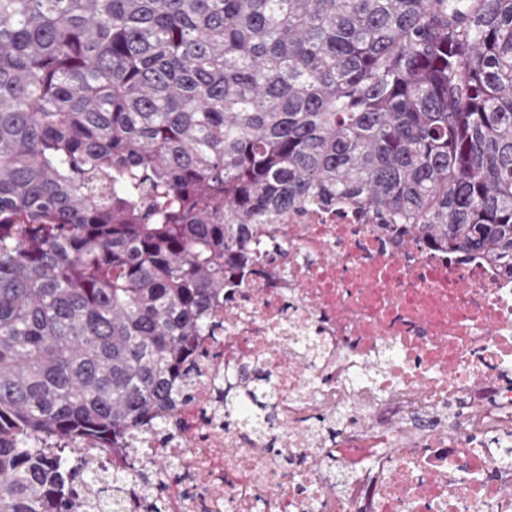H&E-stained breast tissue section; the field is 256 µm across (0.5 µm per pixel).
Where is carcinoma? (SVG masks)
<instances>
[{
  "label": "carcinoma",
  "instance_id": "obj_1",
  "mask_svg": "<svg viewBox=\"0 0 512 512\" xmlns=\"http://www.w3.org/2000/svg\"><path fill=\"white\" fill-rule=\"evenodd\" d=\"M307 201L512 276V0H0V512H74L77 444L170 427Z\"/></svg>",
  "mask_w": 512,
  "mask_h": 512
}]
</instances>
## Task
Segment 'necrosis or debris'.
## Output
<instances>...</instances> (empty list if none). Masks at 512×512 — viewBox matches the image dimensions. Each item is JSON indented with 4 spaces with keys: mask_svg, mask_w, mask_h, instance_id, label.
<instances>
[{
    "mask_svg": "<svg viewBox=\"0 0 512 512\" xmlns=\"http://www.w3.org/2000/svg\"><path fill=\"white\" fill-rule=\"evenodd\" d=\"M258 276L228 284L219 336L200 340L173 432L108 468L128 512H512V279L452 259L353 206L307 202L265 224ZM267 379L275 419L243 435L224 395ZM357 408L316 441L311 420ZM175 463L162 489L145 463ZM345 477L326 475V462Z\"/></svg>",
    "mask_w": 512,
    "mask_h": 512,
    "instance_id": "necrosis-or-debris-1",
    "label": "necrosis or debris"
}]
</instances>
